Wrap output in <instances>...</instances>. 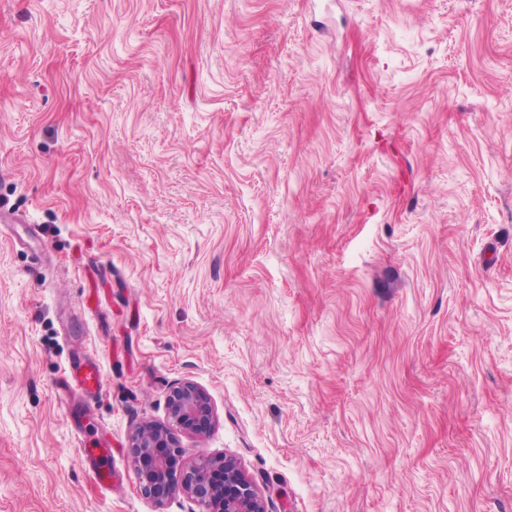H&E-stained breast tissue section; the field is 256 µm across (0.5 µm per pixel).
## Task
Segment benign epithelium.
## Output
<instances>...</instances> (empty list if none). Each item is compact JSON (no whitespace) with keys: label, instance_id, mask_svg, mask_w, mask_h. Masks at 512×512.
<instances>
[{"label":"benign epithelium","instance_id":"obj_1","mask_svg":"<svg viewBox=\"0 0 512 512\" xmlns=\"http://www.w3.org/2000/svg\"><path fill=\"white\" fill-rule=\"evenodd\" d=\"M167 423H144L131 435L130 448L138 469L140 490L164 512L168 497L180 493L199 512H266L255 483L241 465L228 456H205L173 478L180 453L179 433L203 432L216 412L206 390L192 380L173 387L166 397Z\"/></svg>","mask_w":512,"mask_h":512}]
</instances>
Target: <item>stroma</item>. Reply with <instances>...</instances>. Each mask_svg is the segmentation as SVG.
<instances>
[{
  "label": "stroma",
  "mask_w": 512,
  "mask_h": 512,
  "mask_svg": "<svg viewBox=\"0 0 512 512\" xmlns=\"http://www.w3.org/2000/svg\"><path fill=\"white\" fill-rule=\"evenodd\" d=\"M1 203L0 512L186 379L267 512H512V0H0ZM103 385L101 366L93 360L75 362L65 369L58 381V388L69 397L83 391L95 394Z\"/></svg>",
  "instance_id": "35a3bbf8"
}]
</instances>
